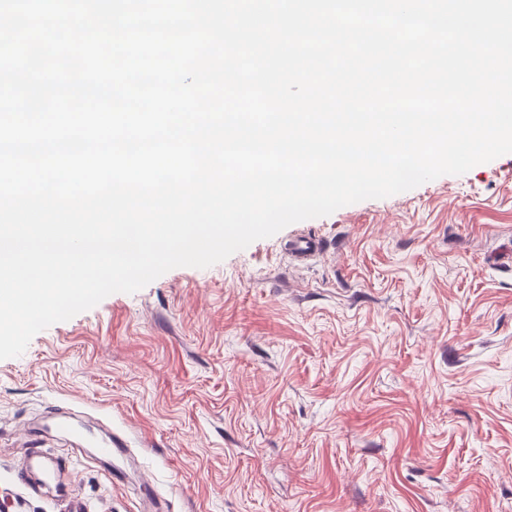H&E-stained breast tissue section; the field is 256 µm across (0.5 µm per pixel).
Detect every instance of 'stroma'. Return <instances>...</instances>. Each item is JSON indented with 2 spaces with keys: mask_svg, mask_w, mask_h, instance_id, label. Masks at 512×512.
<instances>
[{
  "mask_svg": "<svg viewBox=\"0 0 512 512\" xmlns=\"http://www.w3.org/2000/svg\"><path fill=\"white\" fill-rule=\"evenodd\" d=\"M0 512H512V153L37 333L0 360Z\"/></svg>",
  "mask_w": 512,
  "mask_h": 512,
  "instance_id": "stroma-1",
  "label": "stroma"
}]
</instances>
